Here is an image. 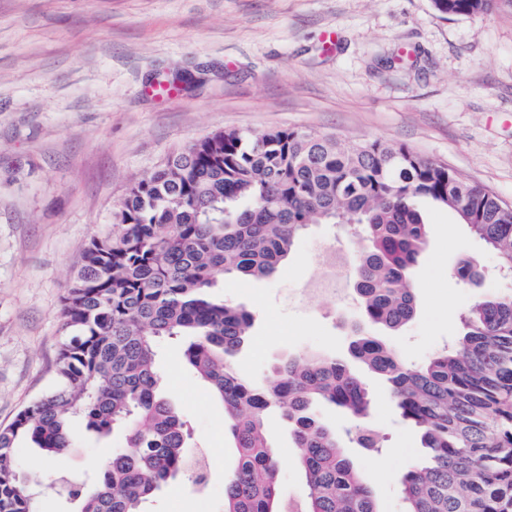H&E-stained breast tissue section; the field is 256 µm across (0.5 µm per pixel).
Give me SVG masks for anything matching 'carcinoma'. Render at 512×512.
Returning <instances> with one entry per match:
<instances>
[{
	"mask_svg": "<svg viewBox=\"0 0 512 512\" xmlns=\"http://www.w3.org/2000/svg\"><path fill=\"white\" fill-rule=\"evenodd\" d=\"M441 15H489L498 0H431ZM448 210L512 280V207L462 174L403 146L347 141L288 128L214 132L136 178L74 268L62 309L53 386L0 428V512H38V482L14 449L31 442L48 460L75 444V424L122 438L94 480L59 476L45 491L73 512H145L181 476L208 475L193 460L177 408L159 391L155 345L183 342L197 378L224 406L237 464L224 512H378L318 408L347 417L345 435L374 452L362 425L371 399L358 368L382 379L425 455L401 479L404 512H512V288L477 295L460 335L421 365L367 327L395 333L418 314L412 268L428 242L420 202ZM312 224H337L364 242L352 270L361 326L343 357H290L258 384L234 365L253 314L216 300L227 275L271 277ZM455 278L484 275L470 260ZM299 452L308 493L281 498L268 417Z\"/></svg>",
	"mask_w": 512,
	"mask_h": 512,
	"instance_id": "1",
	"label": "carcinoma"
}]
</instances>
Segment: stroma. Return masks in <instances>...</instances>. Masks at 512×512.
<instances>
[{
  "instance_id": "1",
  "label": "stroma",
  "mask_w": 512,
  "mask_h": 512,
  "mask_svg": "<svg viewBox=\"0 0 512 512\" xmlns=\"http://www.w3.org/2000/svg\"><path fill=\"white\" fill-rule=\"evenodd\" d=\"M335 31L328 43L323 35ZM178 82L175 96L156 83ZM292 128L349 140L381 139L445 163L512 205V0L490 16H443L430 0H0V426L52 383L69 274L108 231L131 181L212 132ZM428 244L412 278L424 283L416 318L385 340L418 364L458 333L476 291L493 292L495 256L445 209L424 206ZM347 258L360 240L317 224L268 279L225 277L216 296L255 317L240 372L274 381L301 352L343 355L357 307L301 293L322 271L326 246ZM487 275L458 282L460 259ZM156 367L209 451L208 488L177 479L148 512H224V476L237 452L224 409L165 340ZM367 420L380 453L345 443L378 512H403L401 478L421 460L419 434L387 387L364 377ZM281 497H306L288 432L271 419ZM95 435L23 470L43 481L85 475L106 459Z\"/></svg>"
}]
</instances>
